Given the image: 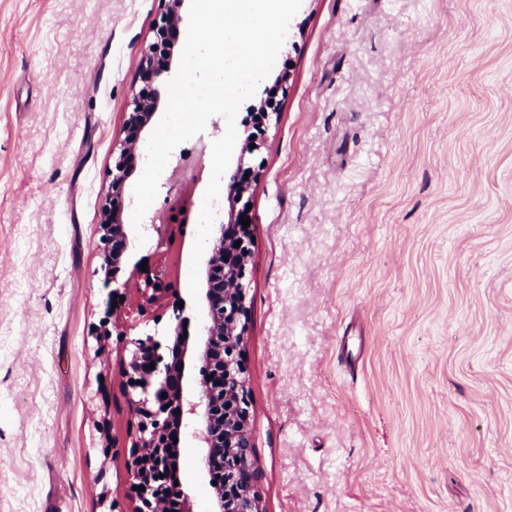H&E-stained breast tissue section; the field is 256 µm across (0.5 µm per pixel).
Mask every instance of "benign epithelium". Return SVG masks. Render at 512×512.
<instances>
[{
	"mask_svg": "<svg viewBox=\"0 0 512 512\" xmlns=\"http://www.w3.org/2000/svg\"><path fill=\"white\" fill-rule=\"evenodd\" d=\"M165 2L166 10L154 26L153 40L140 55L141 85L126 113L124 137L112 168L111 194L100 216L101 269L105 286L112 287L111 300L127 297L129 281L119 280L132 249L125 213L127 180L143 133L159 108L161 88L171 69L169 34L179 32L182 22L185 0ZM257 177L253 168L241 166L229 177L228 219L213 226L200 274V298L205 309L201 334L192 343L182 337L187 318L181 307L177 309L173 344H168L166 335L157 331L132 341L126 385L136 393L129 398V408L139 425L129 462L140 502L137 512H170L167 495L158 488L159 474L167 461L169 434L180 431L185 418L193 423L194 438L206 450L212 512H264L255 487L252 401L243 349L249 323L243 281L252 234L241 223L247 212L234 210V203L250 191ZM165 278L164 272L147 274L145 288L151 294L146 303L169 291ZM195 366L199 367L202 391L192 399L185 392L184 383Z\"/></svg>",
	"mask_w": 512,
	"mask_h": 512,
	"instance_id": "obj_1",
	"label": "benign epithelium"
}]
</instances>
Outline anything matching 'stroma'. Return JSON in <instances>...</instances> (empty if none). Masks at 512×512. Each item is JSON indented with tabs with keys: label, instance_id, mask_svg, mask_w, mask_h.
Segmentation results:
<instances>
[{
	"label": "stroma",
	"instance_id": "35a3bbf8",
	"mask_svg": "<svg viewBox=\"0 0 512 512\" xmlns=\"http://www.w3.org/2000/svg\"><path fill=\"white\" fill-rule=\"evenodd\" d=\"M164 0H0V512H134L131 340L173 328L197 227L134 260L169 304L99 333L100 214ZM246 165L244 344L265 512H512V0H302ZM212 128L148 217L199 213ZM181 485L210 512L204 451Z\"/></svg>",
	"mask_w": 512,
	"mask_h": 512
}]
</instances>
